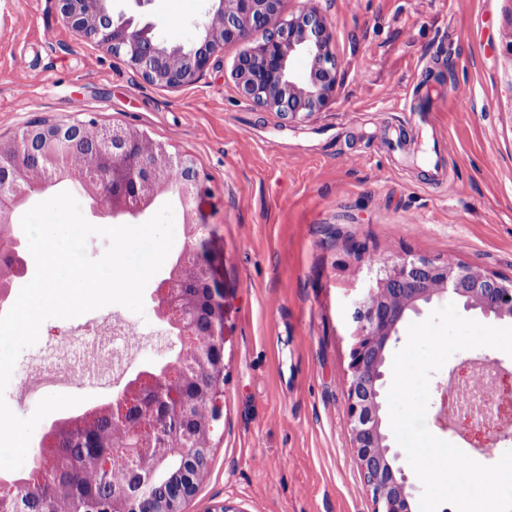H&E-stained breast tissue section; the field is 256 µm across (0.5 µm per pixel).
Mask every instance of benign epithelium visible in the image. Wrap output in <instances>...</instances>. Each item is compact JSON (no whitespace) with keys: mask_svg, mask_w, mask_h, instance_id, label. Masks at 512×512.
Masks as SVG:
<instances>
[{"mask_svg":"<svg viewBox=\"0 0 512 512\" xmlns=\"http://www.w3.org/2000/svg\"><path fill=\"white\" fill-rule=\"evenodd\" d=\"M59 2L64 21L80 40L105 48L160 87L195 83L215 53L254 28L265 30L264 39L241 52L233 70L245 102L290 123L303 121L327 106L340 83L326 18L311 0L288 17L283 0H207L189 46L160 40L154 23L134 10L114 12L112 0ZM298 56L309 62L303 77L290 70ZM74 156L104 175V181L85 188L94 201L110 198L108 215L144 209L155 196L171 191L185 209L187 239L197 236L193 204L210 188L195 159L135 128H105L93 120H44L11 137L0 136V224L11 223L14 208L31 192H44L69 177ZM158 291L160 320L190 356L155 372H137L113 399L112 423L120 437L113 439L112 452L91 459L89 467L109 473L119 461L140 473L141 481L133 491H114L112 504L90 512H185L207 472L213 419L223 414V391L214 384L225 382L224 278L217 265L202 267L195 252L191 262L178 257ZM448 294L487 319L512 322V276L457 260H385L375 286L356 304L360 330L347 368L346 425L363 485L379 506L375 512H414L417 493L386 425L384 388L392 341L408 318Z\"/></svg>","mask_w":512,"mask_h":512,"instance_id":"benign-epithelium-1","label":"benign epithelium"}]
</instances>
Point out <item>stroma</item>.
Instances as JSON below:
<instances>
[{
  "instance_id": "1",
  "label": "stroma",
  "mask_w": 512,
  "mask_h": 512,
  "mask_svg": "<svg viewBox=\"0 0 512 512\" xmlns=\"http://www.w3.org/2000/svg\"><path fill=\"white\" fill-rule=\"evenodd\" d=\"M342 80L301 124L240 99L232 69L262 30L226 44L195 84L168 89L81 41L58 0H0V136L39 119L131 126L191 154L209 177L203 238L222 248L227 319L224 416L208 470L186 512L231 501L241 512H375L350 448L347 367L358 324L354 299L379 262L455 259L512 276V0H319ZM205 0H150L160 38L188 45ZM438 84L424 130L442 134L441 177L406 164L401 92ZM470 92L467 108L454 85ZM144 315L110 305L43 323L24 349L5 399L30 416L51 395H19L42 352L98 324L138 334L133 370L171 359L152 300ZM426 425L474 460L495 453L445 426Z\"/></svg>"
}]
</instances>
